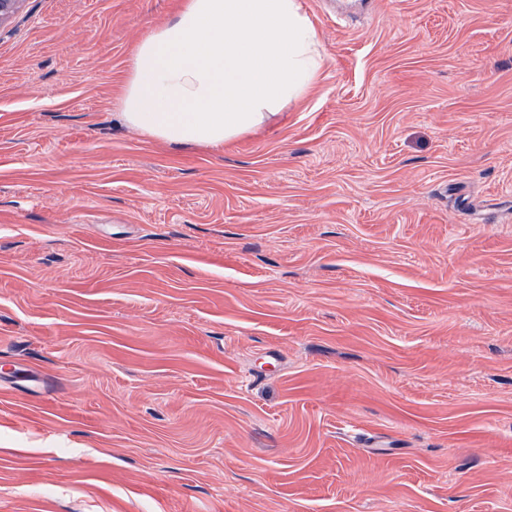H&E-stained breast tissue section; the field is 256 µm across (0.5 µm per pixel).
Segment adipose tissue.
Wrapping results in <instances>:
<instances>
[{
    "instance_id": "obj_1",
    "label": "adipose tissue",
    "mask_w": 512,
    "mask_h": 512,
    "mask_svg": "<svg viewBox=\"0 0 512 512\" xmlns=\"http://www.w3.org/2000/svg\"><path fill=\"white\" fill-rule=\"evenodd\" d=\"M323 67L299 0H179L134 48L120 116L162 145L219 149L279 120Z\"/></svg>"
}]
</instances>
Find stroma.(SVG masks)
Wrapping results in <instances>:
<instances>
[{
    "label": "stroma",
    "mask_w": 512,
    "mask_h": 512,
    "mask_svg": "<svg viewBox=\"0 0 512 512\" xmlns=\"http://www.w3.org/2000/svg\"><path fill=\"white\" fill-rule=\"evenodd\" d=\"M173 2L0 23V512H512V0H300L218 150L120 120Z\"/></svg>",
    "instance_id": "stroma-1"
}]
</instances>
